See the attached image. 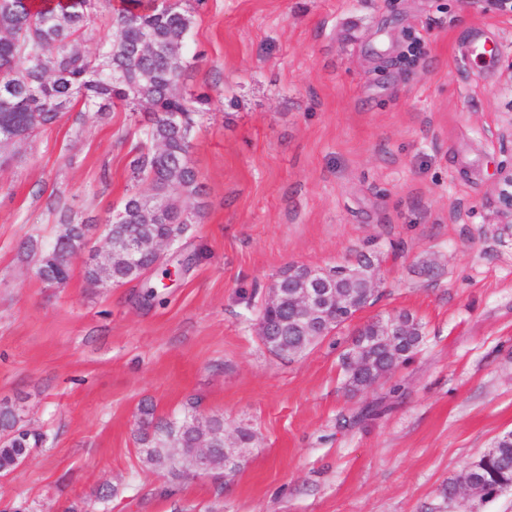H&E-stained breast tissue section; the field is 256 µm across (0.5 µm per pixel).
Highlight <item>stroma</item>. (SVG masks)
<instances>
[{"mask_svg":"<svg viewBox=\"0 0 512 512\" xmlns=\"http://www.w3.org/2000/svg\"><path fill=\"white\" fill-rule=\"evenodd\" d=\"M492 43L512 46L494 0H206L182 86L212 98L190 154L202 192L152 299L89 284L80 254L64 285L37 274L62 218L105 248L144 113L69 112L17 145L0 169V403L44 441L0 478V512H512V493H442L512 431V224L495 203L512 65L482 57ZM362 252L380 280L364 319L409 311L423 341L351 394L354 325L291 360L256 327L283 268ZM146 403L253 439L231 470L172 481L146 460Z\"/></svg>","mask_w":512,"mask_h":512,"instance_id":"obj_1","label":"stroma"}]
</instances>
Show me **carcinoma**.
<instances>
[{"label": "carcinoma", "instance_id": "cac0c4a2", "mask_svg": "<svg viewBox=\"0 0 512 512\" xmlns=\"http://www.w3.org/2000/svg\"><path fill=\"white\" fill-rule=\"evenodd\" d=\"M99 0H0V168L15 158V146L42 128L56 123L62 115L81 106L79 113L98 116L125 106L151 113L150 124L135 146L131 170L136 182L147 191L128 193L123 201L120 223L107 220V236L120 244L128 239L166 238L188 223L185 212L200 193L198 174L191 164L195 117L211 104L208 95L186 97L183 78L189 69L184 53L195 7L178 9L161 0H122L113 16V41L98 52L87 51L83 43L97 17ZM66 228L41 257L38 274L47 283L64 284L70 277L71 261L60 253L74 255L88 231L86 224L64 221ZM159 266L153 252L129 262L124 250L112 252L109 275L116 284L139 281ZM284 297L280 309L261 308L259 319L277 320L289 306L293 284L288 279L275 282ZM366 342L363 354L370 360L367 372L356 375L350 363L341 364L345 376L361 385L366 380L381 381L414 355L422 341V324L412 323L411 335L393 343L375 336L373 325L360 329ZM282 354L303 353L313 342L298 333L282 338ZM141 427L154 426L156 437L147 451V461L169 470L173 479L187 476L188 454L169 453L167 424L156 420L153 408L140 410ZM13 408L0 404V436L16 430ZM206 430L211 445L212 470L224 469V422L213 417ZM201 429L194 419L183 421V431L175 434L181 448L195 447ZM21 450L13 442L0 445V470L14 467ZM474 483L488 491L501 484L512 485V440L498 442L482 459L481 469L471 475Z\"/></svg>", "mask_w": 512, "mask_h": 512}]
</instances>
